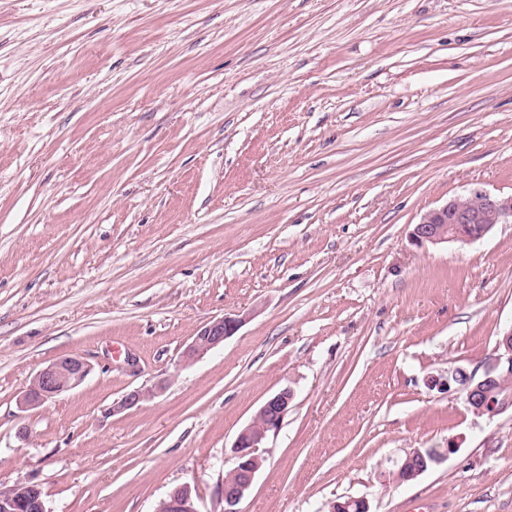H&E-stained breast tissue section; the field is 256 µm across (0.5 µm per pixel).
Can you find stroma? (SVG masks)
<instances>
[{
	"instance_id": "stroma-1",
	"label": "stroma",
	"mask_w": 512,
	"mask_h": 512,
	"mask_svg": "<svg viewBox=\"0 0 512 512\" xmlns=\"http://www.w3.org/2000/svg\"><path fill=\"white\" fill-rule=\"evenodd\" d=\"M474 188L512 194V0H0V491L222 512L287 387L242 512H512V415L426 384L512 326V222L408 241ZM75 354L86 380L22 408ZM416 449L445 458L396 482ZM244 319L239 316H227L213 319L200 327L191 337V342L182 352L180 363H191L209 351L224 344L241 327ZM293 400V392L284 388L270 395L261 405L256 415L237 435L232 445V465L238 481L234 485L223 482L221 500L224 512H241L239 504L251 489L258 471L262 466L258 453L270 432H276L288 412ZM279 419L276 426L268 423ZM200 500L201 494L197 487L183 484L160 500L154 512H201L198 508Z\"/></svg>"
}]
</instances>
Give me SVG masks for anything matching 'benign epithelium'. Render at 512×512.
Instances as JSON below:
<instances>
[{"label": "benign epithelium", "instance_id": "benign-epithelium-1", "mask_svg": "<svg viewBox=\"0 0 512 512\" xmlns=\"http://www.w3.org/2000/svg\"><path fill=\"white\" fill-rule=\"evenodd\" d=\"M512 222V194L491 195L481 189H473L463 196H456L444 205L431 209L421 216L409 234L412 245L441 246L451 243L466 245L482 240L497 224ZM243 318L223 316L200 327L182 352L180 363H191L209 351L224 344L241 327ZM512 370V326L497 338L494 354L483 365L481 375L455 368L448 372L446 383H454L468 407L478 414L492 418L512 411V395L497 394L490 384L495 374ZM90 372L87 362L78 355L61 358L42 370L32 379L22 399V406L34 408L56 396L80 386ZM152 390L137 389L127 393L110 408L119 414L139 407L150 399ZM293 400V392L284 388L270 395L256 415L237 435L232 445V465L238 475L237 483L222 484L221 500L224 512H241L239 504L251 489L262 466L259 448L269 433L279 426L271 419H283ZM443 454L416 449L406 456L400 465L402 480H414L429 467L440 462ZM201 494L196 487L183 484L174 488L159 501L154 512H200ZM0 512H49L46 509L42 489L34 483H21L9 491L0 492Z\"/></svg>", "mask_w": 512, "mask_h": 512}]
</instances>
